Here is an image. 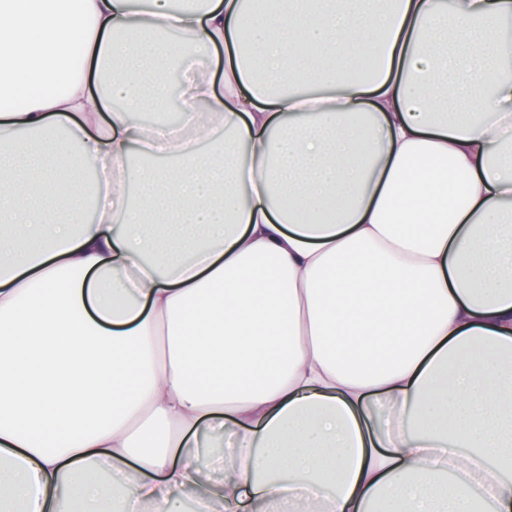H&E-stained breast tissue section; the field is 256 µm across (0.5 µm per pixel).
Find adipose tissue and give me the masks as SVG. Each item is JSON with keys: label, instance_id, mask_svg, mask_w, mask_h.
<instances>
[{"label": "adipose tissue", "instance_id": "ef3b65f1", "mask_svg": "<svg viewBox=\"0 0 512 512\" xmlns=\"http://www.w3.org/2000/svg\"><path fill=\"white\" fill-rule=\"evenodd\" d=\"M243 2L0 0V512H512V0Z\"/></svg>", "mask_w": 512, "mask_h": 512}]
</instances>
